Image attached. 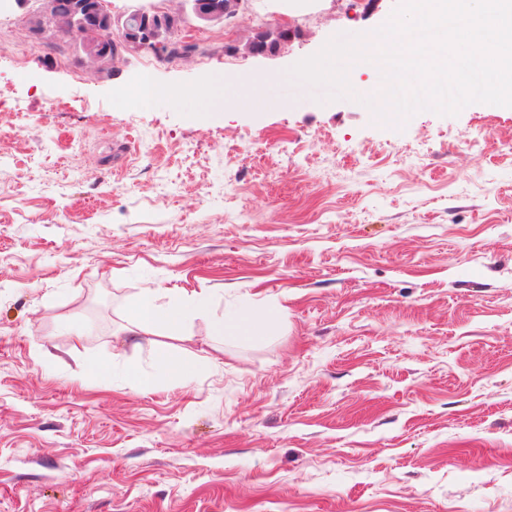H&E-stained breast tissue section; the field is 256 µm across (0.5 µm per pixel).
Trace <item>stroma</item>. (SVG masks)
<instances>
[{"label": "stroma", "mask_w": 512, "mask_h": 512, "mask_svg": "<svg viewBox=\"0 0 512 512\" xmlns=\"http://www.w3.org/2000/svg\"><path fill=\"white\" fill-rule=\"evenodd\" d=\"M366 2L183 17L199 53L149 69L0 16V512H512V107L400 129L271 81L400 0ZM217 69L272 87L203 127L133 101ZM146 287L209 296L176 342L204 373L138 387ZM234 311L277 320L213 337Z\"/></svg>", "instance_id": "obj_1"}]
</instances>
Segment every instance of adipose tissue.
<instances>
[{"label":"adipose tissue","instance_id":"1","mask_svg":"<svg viewBox=\"0 0 512 512\" xmlns=\"http://www.w3.org/2000/svg\"><path fill=\"white\" fill-rule=\"evenodd\" d=\"M249 90L250 81L245 76L232 72H218L210 76L207 85L194 88L185 85H150L141 92L142 98L160 100L178 108L184 103H193L194 109L186 119L194 125H204L224 110L226 87ZM210 298L204 293L192 295L174 294L164 303H157L156 291L144 289L137 305L130 312L127 332L136 336L153 333L172 339L182 338L191 317L205 311ZM276 319L270 312L237 313L213 322L211 332L217 337L239 338L265 335L269 325ZM167 344L158 347L155 367L168 381L176 382L200 374L206 364L198 358L186 355Z\"/></svg>","mask_w":512,"mask_h":512}]
</instances>
